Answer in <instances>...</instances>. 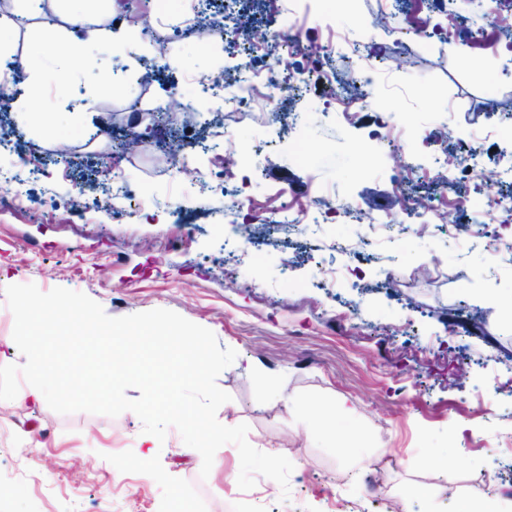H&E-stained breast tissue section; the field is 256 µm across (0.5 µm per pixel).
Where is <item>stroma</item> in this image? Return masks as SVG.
I'll list each match as a JSON object with an SVG mask.
<instances>
[{
  "label": "stroma",
  "instance_id": "1",
  "mask_svg": "<svg viewBox=\"0 0 512 512\" xmlns=\"http://www.w3.org/2000/svg\"><path fill=\"white\" fill-rule=\"evenodd\" d=\"M489 20L487 0H452L446 10L433 4L415 18L405 0H353L328 19L310 16L305 53L284 65L317 67L341 81L361 77L368 58L390 67L351 122L311 90L294 103V126L261 103L230 112L207 99L189 120L156 134L161 93L189 91L192 72L238 70L239 57L220 37L212 49L171 40L167 52L178 67L156 69L144 83L138 64L109 88L98 80L113 49L74 47L72 56L92 61L47 79L36 109L50 126L28 132L0 110V169L30 173L23 203L0 201V365L25 362L4 293L12 284L81 292L111 317L175 311L237 352L217 378L231 396L218 421L247 424L254 448L293 464L289 494L262 476L245 492L236 445L217 450L204 478L201 457L184 452L176 429L159 445L134 412L61 415L20 394L0 400V512H174L188 489L205 512H226L232 502L239 512H326L329 497L335 512H389L392 500L402 512H456L463 499L512 498V223H495L474 204L512 191V138L476 140L468 126L473 114L485 125L512 126L507 51L467 46ZM346 33L363 37L361 53L341 45ZM329 42L340 43L339 52L325 54ZM86 93L94 113L64 111ZM410 112L430 115L406 148L419 166L415 181L385 155L389 135L379 124L383 115L401 124ZM109 121L134 126L146 140L123 163L128 216L119 222L91 203L67 213L78 194L91 200L112 188L103 175L90 180L56 162L63 145L84 159L108 151ZM468 147L501 180L488 187L449 171L446 155ZM164 149L185 152L189 174L156 164ZM228 158L245 164L249 207L202 192L190 176L218 181ZM450 175L467 198L447 203L457 236L442 226L404 235L398 189L429 196ZM313 188L335 201L332 219L291 232L254 224L241 266L221 268L225 251L237 247L236 225L279 206L283 190L301 199ZM155 194L176 208L156 210ZM357 203L390 209L391 222L373 230L354 222ZM487 224L503 241L494 256L477 234ZM368 232L377 243L358 260L336 253L334 241ZM388 274L393 283H385ZM452 366L463 373L453 384ZM339 398L349 412L335 422L326 409ZM452 444L462 453L443 463L440 451ZM356 453L368 456V467L354 465Z\"/></svg>",
  "mask_w": 512,
  "mask_h": 512
}]
</instances>
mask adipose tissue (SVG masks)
<instances>
[{
  "label": "adipose tissue",
  "instance_id": "obj_1",
  "mask_svg": "<svg viewBox=\"0 0 512 512\" xmlns=\"http://www.w3.org/2000/svg\"><path fill=\"white\" fill-rule=\"evenodd\" d=\"M51 9H63L64 24L44 35L45 46L27 66L28 92L14 95L11 73L6 66L10 22L0 18V103L9 105L23 128L39 125L42 115L35 110V100L46 78L65 71L70 62L63 50L71 44L107 45L128 52H141L139 30L130 21L113 23L114 0H49Z\"/></svg>",
  "mask_w": 512,
  "mask_h": 512
}]
</instances>
